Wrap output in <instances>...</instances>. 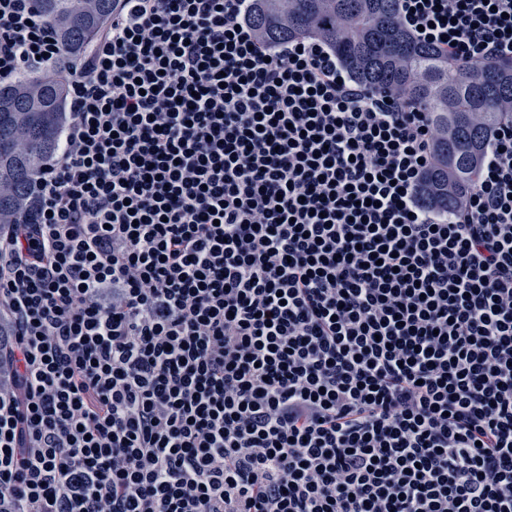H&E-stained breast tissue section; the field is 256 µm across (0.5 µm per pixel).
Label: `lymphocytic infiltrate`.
<instances>
[{"mask_svg":"<svg viewBox=\"0 0 512 512\" xmlns=\"http://www.w3.org/2000/svg\"><path fill=\"white\" fill-rule=\"evenodd\" d=\"M70 60L0 0V82L69 75L0 229V512H512V117L464 204L436 131L252 0H116ZM512 57V0H396Z\"/></svg>","mask_w":512,"mask_h":512,"instance_id":"1","label":"lymphocytic infiltrate"}]
</instances>
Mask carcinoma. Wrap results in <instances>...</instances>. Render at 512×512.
Returning <instances> with one entry per match:
<instances>
[{"label":"carcinoma","instance_id":"obj_1","mask_svg":"<svg viewBox=\"0 0 512 512\" xmlns=\"http://www.w3.org/2000/svg\"><path fill=\"white\" fill-rule=\"evenodd\" d=\"M71 59L82 57L112 21L115 0H36ZM250 21L266 43L317 38L359 83L403 94L436 130L434 163L420 201L456 210L479 177L489 136L512 114V58L450 60L419 43L397 18L396 0H253ZM67 73L26 74L0 86V225L31 210L44 160L67 120Z\"/></svg>","mask_w":512,"mask_h":512}]
</instances>
